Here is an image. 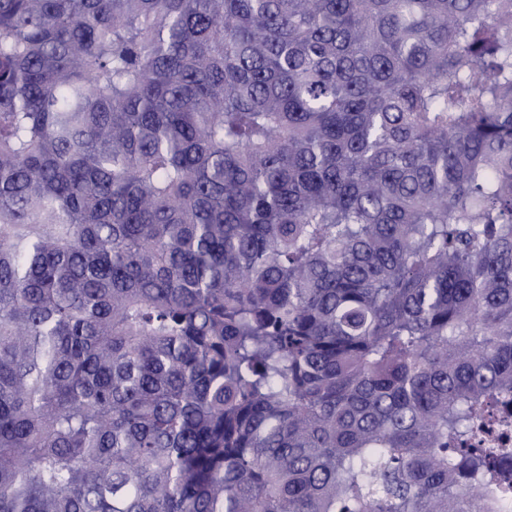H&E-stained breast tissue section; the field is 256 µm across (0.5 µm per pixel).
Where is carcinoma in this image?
I'll return each mask as SVG.
<instances>
[{"label":"carcinoma","mask_w":512,"mask_h":512,"mask_svg":"<svg viewBox=\"0 0 512 512\" xmlns=\"http://www.w3.org/2000/svg\"><path fill=\"white\" fill-rule=\"evenodd\" d=\"M512 0H0V512H512Z\"/></svg>","instance_id":"1"}]
</instances>
